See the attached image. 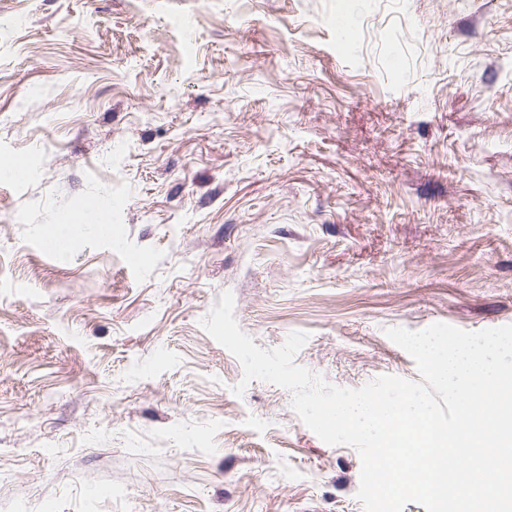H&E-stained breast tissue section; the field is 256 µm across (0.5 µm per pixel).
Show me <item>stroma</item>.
Instances as JSON below:
<instances>
[{
  "mask_svg": "<svg viewBox=\"0 0 512 512\" xmlns=\"http://www.w3.org/2000/svg\"><path fill=\"white\" fill-rule=\"evenodd\" d=\"M1 158L0 512H363L222 292L349 389L512 324V0H0Z\"/></svg>",
  "mask_w": 512,
  "mask_h": 512,
  "instance_id": "1",
  "label": "stroma"
}]
</instances>
